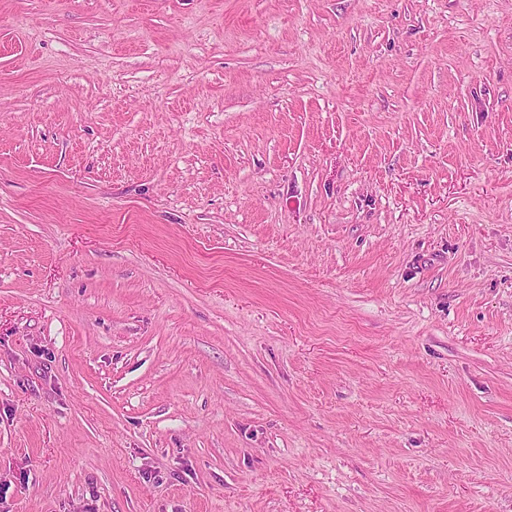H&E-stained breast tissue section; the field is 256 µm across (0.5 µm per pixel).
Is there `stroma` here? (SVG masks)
Returning <instances> with one entry per match:
<instances>
[{
	"label": "stroma",
	"mask_w": 512,
	"mask_h": 512,
	"mask_svg": "<svg viewBox=\"0 0 512 512\" xmlns=\"http://www.w3.org/2000/svg\"><path fill=\"white\" fill-rule=\"evenodd\" d=\"M0 512H512V0H0Z\"/></svg>",
	"instance_id": "35a3bbf8"
}]
</instances>
